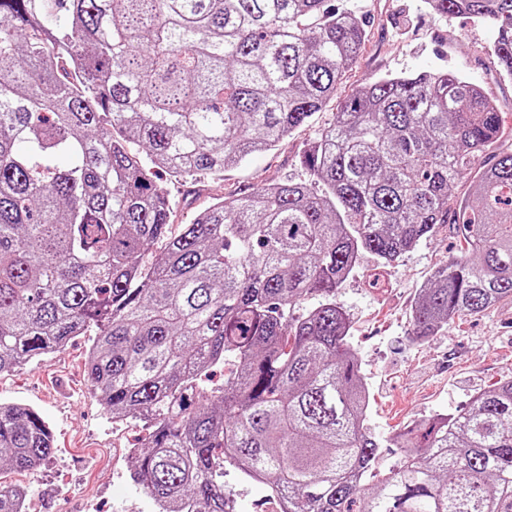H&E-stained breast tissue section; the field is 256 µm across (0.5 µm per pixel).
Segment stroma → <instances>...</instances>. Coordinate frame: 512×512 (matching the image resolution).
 Masks as SVG:
<instances>
[{
  "label": "stroma",
  "instance_id": "35a3bbf8",
  "mask_svg": "<svg viewBox=\"0 0 512 512\" xmlns=\"http://www.w3.org/2000/svg\"><path fill=\"white\" fill-rule=\"evenodd\" d=\"M335 3L356 11L366 40L335 95L306 124L275 150L252 154L220 176L193 178L149 168L170 201L171 232L192 223L215 199L305 179L302 154L334 123L346 96L390 73L447 68L479 84L502 114L501 148H512V80L502 76L491 54V25L438 17L425 0ZM457 253L455 227L446 224L394 264L382 266L363 256L339 290L370 392L367 425L380 438L438 414L457 413L483 389L512 378V302L454 321L427 343L411 340L416 296L434 270ZM87 347L81 336L47 361L0 376V398L38 411L53 431L55 447L36 473L8 471L5 480L29 487L33 512H84L89 503L95 512H152V501L126 474L125 450L143 436V423H113L93 397L83 371Z\"/></svg>",
  "mask_w": 512,
  "mask_h": 512
}]
</instances>
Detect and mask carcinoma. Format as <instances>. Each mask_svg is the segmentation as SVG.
Masks as SVG:
<instances>
[{"mask_svg": "<svg viewBox=\"0 0 512 512\" xmlns=\"http://www.w3.org/2000/svg\"><path fill=\"white\" fill-rule=\"evenodd\" d=\"M427 5L493 25L512 79V0ZM364 37L328 0H0V375L97 329L87 384L112 418L147 422L132 470L167 512H226V461L283 512H512V380L394 438L378 474L336 300L363 254L390 264L448 223L468 179L461 250L421 289L412 339L512 302V151L473 174L503 127L478 85L448 69L367 83L303 152L308 179L218 201L170 238L132 151L192 176L271 150ZM53 452L35 409L0 401V469L34 473ZM26 493L0 482V512Z\"/></svg>", "mask_w": 512, "mask_h": 512, "instance_id": "cac0c4a2", "label": "carcinoma"}]
</instances>
